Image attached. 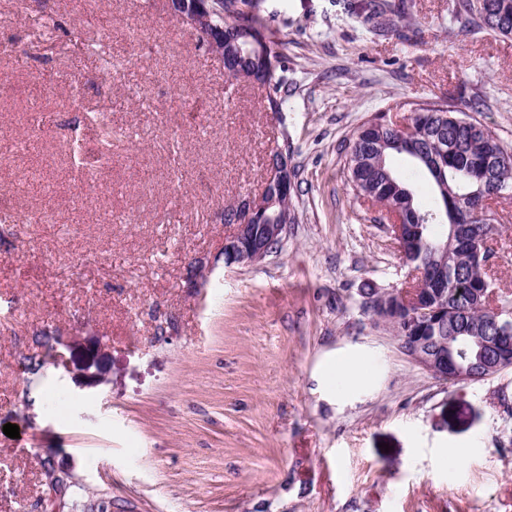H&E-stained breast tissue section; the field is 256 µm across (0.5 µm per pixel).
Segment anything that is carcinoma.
I'll return each instance as SVG.
<instances>
[{"label": "carcinoma", "instance_id": "carcinoma-1", "mask_svg": "<svg viewBox=\"0 0 512 512\" xmlns=\"http://www.w3.org/2000/svg\"><path fill=\"white\" fill-rule=\"evenodd\" d=\"M489 10L483 0H456L455 36H466L475 28H486L504 37L512 36V0H494ZM209 23L224 30L228 62L224 71L229 80L266 68L258 49L278 58V52L264 37V23L256 0H209ZM364 21L378 32H393L400 25L416 21L404 0H376L370 4ZM269 108L283 111L293 88L288 78H273ZM398 154L421 170L433 182L437 205L420 208L415 189L406 176L395 170L390 157ZM348 183L357 199H369L382 209L401 217L408 240L406 256L425 261L443 245H448V280L426 277L422 301L439 309L437 317L448 320V333L459 336H491L496 323L485 319L487 328L472 330L482 318L477 291L497 287L477 261L476 242L494 241L503 226L485 224L470 209L472 199L499 196L512 199V150L479 121L460 109L437 102L415 104L408 117L407 130L392 127L377 115L355 131L347 158ZM384 325L416 336H436L433 326L413 327V321L400 304L381 309Z\"/></svg>", "mask_w": 512, "mask_h": 512}]
</instances>
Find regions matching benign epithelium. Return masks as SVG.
Instances as JSON below:
<instances>
[{"label":"benign epithelium","mask_w":512,"mask_h":512,"mask_svg":"<svg viewBox=\"0 0 512 512\" xmlns=\"http://www.w3.org/2000/svg\"><path fill=\"white\" fill-rule=\"evenodd\" d=\"M168 8L191 30L198 29L203 33L205 47L210 53L218 57L224 53L222 33L205 25V6L197 0H168ZM290 175L288 157L280 152L273 154L270 173L263 186L268 191V200H262L260 194H246L234 206L224 210V223L234 226L233 233L224 239L225 266L253 265L273 253L275 245L283 243L287 223L259 224L257 220L261 212L285 192ZM397 340L416 365L442 381L473 382L483 377L490 378L512 365L508 363L512 343L500 339L485 342L477 336H450L442 341L435 354L424 349L420 336H399ZM462 342L477 345L476 359L483 374H478L472 364L460 363L455 359L454 350Z\"/></svg>","instance_id":"obj_1"}]
</instances>
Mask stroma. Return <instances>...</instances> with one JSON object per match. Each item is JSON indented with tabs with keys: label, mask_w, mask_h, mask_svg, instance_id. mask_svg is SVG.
<instances>
[{
	"label": "stroma",
	"mask_w": 512,
	"mask_h": 512,
	"mask_svg": "<svg viewBox=\"0 0 512 512\" xmlns=\"http://www.w3.org/2000/svg\"><path fill=\"white\" fill-rule=\"evenodd\" d=\"M164 2L0 0V428H19L0 431V512H512V370L440 381L364 313V283L410 270L346 164L358 126L419 100L512 148V38L454 36L453 0H409V42L347 0H259L294 88L274 112L248 83L225 104L223 62ZM34 106L49 127L6 149ZM97 111L120 133L90 177L70 138ZM277 151L295 221L262 262L225 266L220 216ZM333 356L363 364L358 391L324 374Z\"/></svg>",
	"instance_id": "35a3bbf8"
}]
</instances>
